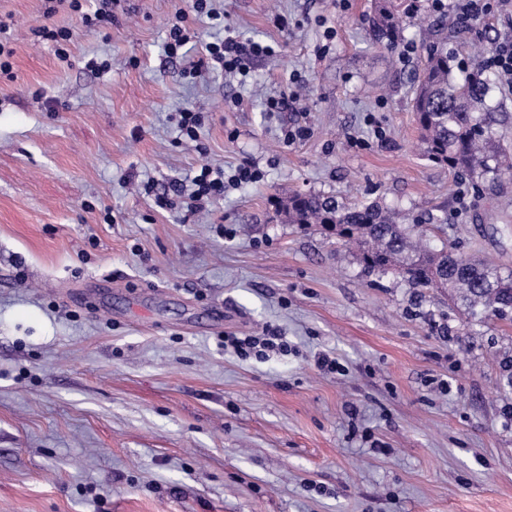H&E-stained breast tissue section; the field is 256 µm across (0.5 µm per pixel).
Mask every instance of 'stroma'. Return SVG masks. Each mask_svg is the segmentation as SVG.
<instances>
[{
    "instance_id": "obj_1",
    "label": "stroma",
    "mask_w": 512,
    "mask_h": 512,
    "mask_svg": "<svg viewBox=\"0 0 512 512\" xmlns=\"http://www.w3.org/2000/svg\"><path fill=\"white\" fill-rule=\"evenodd\" d=\"M373 5L212 0L211 20L191 0H118L89 29L67 0H0V512H512V320L472 325L276 213L294 193L429 212L448 219L431 248L512 270V184L477 198L421 147L432 0L405 60L371 44ZM181 13L191 54L228 26L275 53L243 76L185 74L164 52ZM38 25L73 31L67 61ZM505 37L512 0L459 52ZM291 91L309 97L265 111ZM188 108L197 143L176 138ZM288 125L309 134L285 142ZM204 163L229 181L194 212ZM246 164L262 181L231 183ZM269 328L291 352L224 346Z\"/></svg>"
}]
</instances>
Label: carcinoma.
<instances>
[{
	"label": "carcinoma",
	"instance_id": "obj_1",
	"mask_svg": "<svg viewBox=\"0 0 512 512\" xmlns=\"http://www.w3.org/2000/svg\"><path fill=\"white\" fill-rule=\"evenodd\" d=\"M417 0H375L364 19L370 41L388 50L402 41L400 20L411 19ZM471 20L448 14L433 22L424 46L426 63L414 77L412 109L426 156L445 165L480 193L512 178V153L500 143V128L512 120L496 95V75L485 57L469 63L448 44L468 29ZM277 213L290 224H316L350 248L365 269L396 274L415 288L440 287L473 324L491 317L512 318V272L486 259L451 247L433 250L422 243L429 224L447 220L429 215L406 224L398 212L377 204L347 205L331 196L292 194L279 201Z\"/></svg>",
	"mask_w": 512,
	"mask_h": 512
}]
</instances>
